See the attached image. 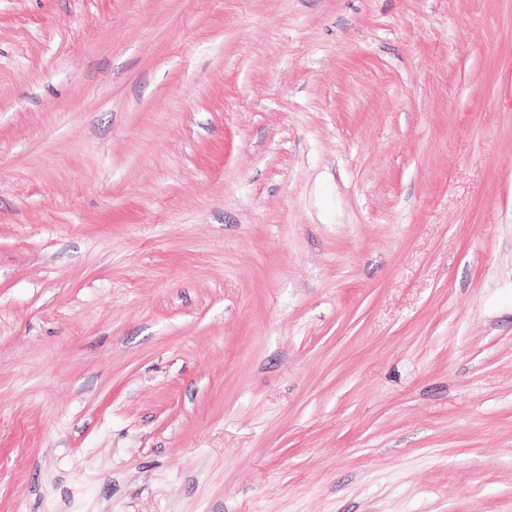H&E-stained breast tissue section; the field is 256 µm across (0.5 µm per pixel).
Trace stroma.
Listing matches in <instances>:
<instances>
[{
    "label": "stroma",
    "instance_id": "obj_1",
    "mask_svg": "<svg viewBox=\"0 0 512 512\" xmlns=\"http://www.w3.org/2000/svg\"><path fill=\"white\" fill-rule=\"evenodd\" d=\"M0 512H512V0H0Z\"/></svg>",
    "mask_w": 512,
    "mask_h": 512
}]
</instances>
